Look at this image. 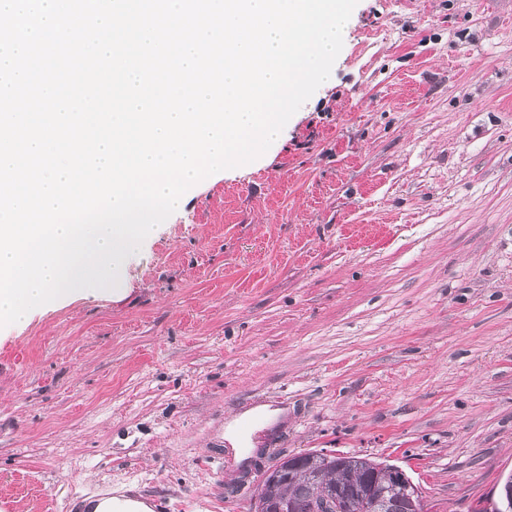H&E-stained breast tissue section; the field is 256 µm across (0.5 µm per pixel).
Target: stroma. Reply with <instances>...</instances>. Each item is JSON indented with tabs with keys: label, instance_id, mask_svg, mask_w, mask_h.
<instances>
[{
	"label": "stroma",
	"instance_id": "35a3bbf8",
	"mask_svg": "<svg viewBox=\"0 0 512 512\" xmlns=\"http://www.w3.org/2000/svg\"><path fill=\"white\" fill-rule=\"evenodd\" d=\"M329 84L118 288L0 328V495L254 512L280 459L400 467L423 512L512 475V0H358ZM264 407L238 466L224 430Z\"/></svg>",
	"mask_w": 512,
	"mask_h": 512
}]
</instances>
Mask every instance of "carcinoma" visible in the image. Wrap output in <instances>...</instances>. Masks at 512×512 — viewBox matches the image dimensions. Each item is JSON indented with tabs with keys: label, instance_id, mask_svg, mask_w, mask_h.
Returning a JSON list of instances; mask_svg holds the SVG:
<instances>
[{
	"label": "carcinoma",
	"instance_id": "obj_1",
	"mask_svg": "<svg viewBox=\"0 0 512 512\" xmlns=\"http://www.w3.org/2000/svg\"><path fill=\"white\" fill-rule=\"evenodd\" d=\"M400 481L391 472L369 475L356 462L322 467L298 456L291 467L282 462L278 479H263L257 503L266 512H313L314 503L340 487L352 500L350 512H410L400 494Z\"/></svg>",
	"mask_w": 512,
	"mask_h": 512
}]
</instances>
